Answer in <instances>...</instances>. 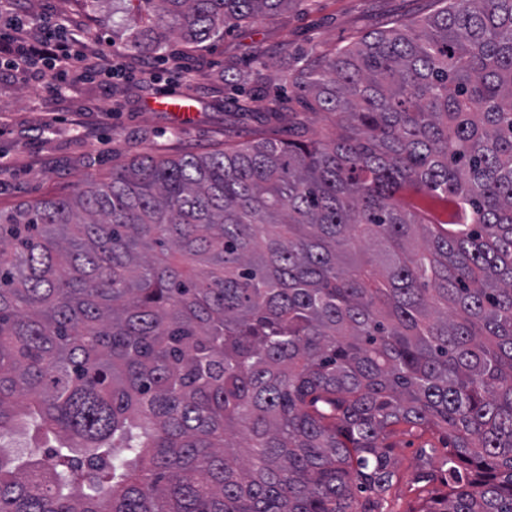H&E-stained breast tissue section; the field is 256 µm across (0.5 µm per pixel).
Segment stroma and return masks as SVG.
<instances>
[{"label": "stroma", "mask_w": 512, "mask_h": 512, "mask_svg": "<svg viewBox=\"0 0 512 512\" xmlns=\"http://www.w3.org/2000/svg\"><path fill=\"white\" fill-rule=\"evenodd\" d=\"M437 7L436 0H297L274 18L201 45L175 40L133 48L122 20L135 14L137 0H24L14 19L26 32L68 17L81 25L89 48L107 46L131 60L180 57L195 79L176 89L193 110H159L154 95L131 81L76 80L56 98L45 92L44 66L1 75L0 157L10 170L0 176V210L69 195L142 155L176 158L260 137L284 139L297 122L320 132L324 115L306 108L288 80L299 53H328L395 21L421 20ZM391 441L396 466L389 506L406 512L423 487L421 473L445 448L436 435L402 424Z\"/></svg>", "instance_id": "35a3bbf8"}]
</instances>
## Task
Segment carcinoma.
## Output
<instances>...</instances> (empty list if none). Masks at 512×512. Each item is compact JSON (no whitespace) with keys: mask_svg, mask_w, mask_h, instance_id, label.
I'll list each match as a JSON object with an SVG mask.
<instances>
[{"mask_svg":"<svg viewBox=\"0 0 512 512\" xmlns=\"http://www.w3.org/2000/svg\"><path fill=\"white\" fill-rule=\"evenodd\" d=\"M138 2L160 45L297 0ZM440 2L294 77L332 135L0 210V512H383L400 424L447 440L406 512H512V0Z\"/></svg>","mask_w":512,"mask_h":512,"instance_id":"cac0c4a2","label":"carcinoma"}]
</instances>
